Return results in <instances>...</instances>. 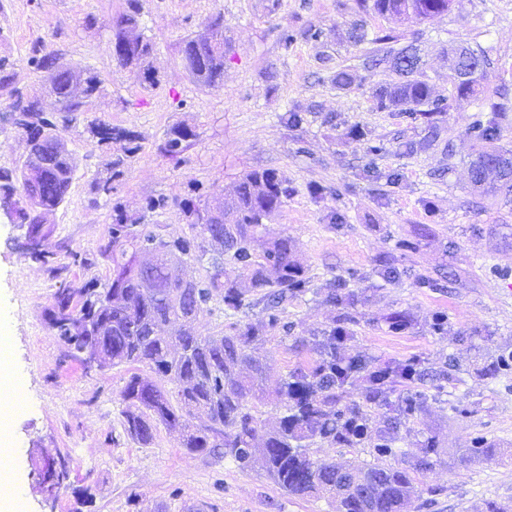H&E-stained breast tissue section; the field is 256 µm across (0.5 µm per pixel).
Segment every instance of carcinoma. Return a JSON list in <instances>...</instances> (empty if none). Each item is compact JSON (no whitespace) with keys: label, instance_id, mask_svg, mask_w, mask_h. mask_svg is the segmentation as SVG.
Instances as JSON below:
<instances>
[{"label":"carcinoma","instance_id":"1","mask_svg":"<svg viewBox=\"0 0 512 512\" xmlns=\"http://www.w3.org/2000/svg\"><path fill=\"white\" fill-rule=\"evenodd\" d=\"M382 17L427 22L445 14L453 0H363ZM108 47L117 64L135 72L140 86L159 85L153 65L154 43L138 32L142 28L140 0H127L125 11L109 23ZM182 56L197 83L214 86L224 80V27L222 18L212 22L208 40L184 41ZM483 62L473 51L450 68L451 83L460 97L478 93V79H463L470 67ZM388 64L398 80L375 90L376 107L430 123L429 136L407 141L404 152L430 148L440 134L437 117L445 114V100L433 94L422 79L421 64L408 47L390 49L373 60ZM28 65L42 74L41 89L55 98L58 109L46 113L37 96L14 87L15 62L0 55V89H11L10 109L17 113V132L26 139L28 154L41 165L29 163L15 171L0 170V203L11 205L14 223L30 230L45 224L46 214L66 199L77 165L64 148L61 132L81 123L90 141L98 146L114 140L125 142V154L108 162L107 176L90 182L95 199L112 204V222L93 253L75 251L62 242L28 256L42 264L59 287L48 309L49 326L78 359L88 348L98 368L130 365L144 367L148 375L133 372L121 392L124 430L143 448L154 444L159 427L179 432V445L191 452L218 454L245 469L255 462L285 493L301 498L339 497V512H407L415 486L407 470L379 463L313 459L307 442L319 439L330 445L354 448L366 437L368 418L360 405L348 400V385L356 374L366 383L365 400L377 403L386 394L424 378L414 363L375 366L356 355L336 368V350L350 340L346 320H331L322 335L300 340L314 354L307 364L290 371L274 392L263 386V364L249 350L265 340L266 329L280 324L279 308L306 291L309 278L296 258L292 239L283 235L255 248L264 220L287 202L288 180L273 169L252 170L238 182L234 195L219 204L186 198L183 210L190 217L188 232L167 238L161 224H144L148 214L168 206L164 196L144 198L141 215L132 217L119 202H112V181L124 173L128 159L141 150L139 133L112 123L88 105L104 91V80L92 69L75 71L40 42L31 49ZM74 85L84 86L85 99L72 96ZM480 144L470 164L474 183L512 189V158L493 146L500 134L496 118H478L469 128ZM195 131L183 124L170 126L160 153L179 165ZM150 249L155 263L140 265L139 254ZM197 266L193 282L185 283L167 270L172 258ZM104 262L112 267V281L99 288L80 287L67 279L71 266L89 267ZM249 313L259 308L267 322L257 326L239 320L224 333V323L214 334L203 335L195 324L206 313L224 317V309ZM282 325V324H280ZM288 330V324L282 325ZM274 402L282 410L279 425L264 429L258 408ZM407 410L387 417L381 448L390 443ZM205 421L195 422L197 416ZM262 438L261 456L254 442Z\"/></svg>","mask_w":512,"mask_h":512}]
</instances>
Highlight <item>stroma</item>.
I'll use <instances>...</instances> for the list:
<instances>
[{
  "label": "stroma",
  "instance_id": "1",
  "mask_svg": "<svg viewBox=\"0 0 512 512\" xmlns=\"http://www.w3.org/2000/svg\"><path fill=\"white\" fill-rule=\"evenodd\" d=\"M141 3L161 75L153 90H143L108 49V24L126 0H0V54L15 60L16 84L31 93L39 76L27 58L41 41L60 50L70 67L93 69L104 79L107 91L92 111L143 136L142 150L113 183V197L132 214L145 197H167L164 213L145 221L163 224L168 237L187 230L180 201L190 185L214 202L249 170L283 173L291 194L267 220L264 237H292L310 284L280 315L290 332L268 331L255 346L254 356L268 366L267 390L306 359L300 340L329 325L333 288L357 297L348 310L351 339L338 358L361 353L378 364L416 361L429 373L389 396L413 406L398 431L397 454L380 447L386 427L380 405L368 408L360 445L333 448L316 440L310 457L408 469L416 486L411 512H488L492 502L512 512V369L498 366L512 354V195L483 194L467 170L477 149L469 128L484 97L504 104L498 145L512 153V0H456L447 14L424 24L372 14L359 0ZM218 15L224 80L207 87L184 69L181 46L209 36ZM89 16L98 20L90 29L83 25ZM355 27L417 47L425 80L448 102L441 136L429 150L400 152L401 142L425 136V125L376 108L374 89L395 76L372 69V57L387 47L354 42ZM285 32L291 43L282 42ZM457 46L485 57L480 95L460 97L452 88L448 53ZM341 69L354 77L350 88L333 82ZM295 106L306 112L296 128L284 120ZM176 123L197 133L178 165L158 150ZM356 125L369 143L349 138ZM62 137L78 167L48 222L54 240L89 253L111 221L89 183L105 175L123 145H92L79 126ZM370 144L376 154L367 153ZM370 163L381 178L366 174ZM24 233L0 220V324L11 338L8 372L27 399L8 424L11 453L0 463L21 484L25 512H337L334 500L284 493L260 469L189 452L167 430H158L148 448L127 437L120 404L127 367L88 371L67 357L45 315L58 283L19 250ZM385 257L394 259L397 279L381 276ZM396 312L407 314L405 329L389 327ZM451 370L457 381H447ZM488 445L495 456H472V449ZM57 455L69 478L66 489L49 493L41 468Z\"/></svg>",
  "mask_w": 512,
  "mask_h": 512
}]
</instances>
